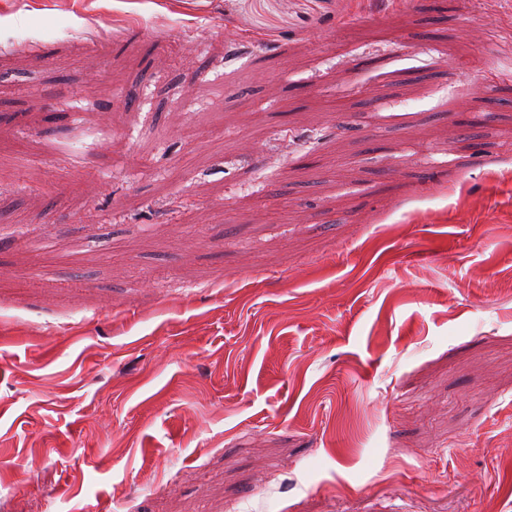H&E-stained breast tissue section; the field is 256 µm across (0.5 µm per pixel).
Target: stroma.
<instances>
[{
	"label": "stroma",
	"mask_w": 512,
	"mask_h": 512,
	"mask_svg": "<svg viewBox=\"0 0 512 512\" xmlns=\"http://www.w3.org/2000/svg\"><path fill=\"white\" fill-rule=\"evenodd\" d=\"M0 155V512H512L501 0H0Z\"/></svg>",
	"instance_id": "1"
}]
</instances>
